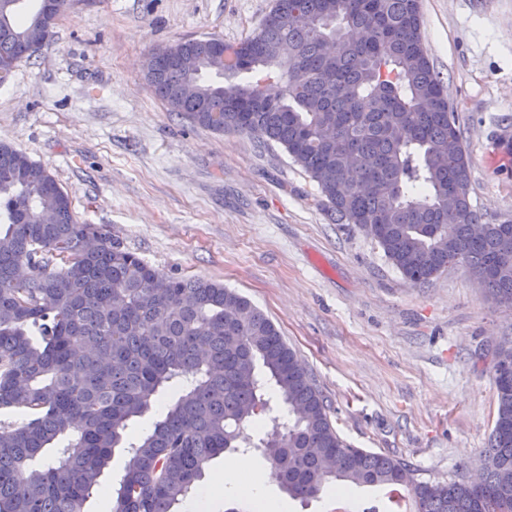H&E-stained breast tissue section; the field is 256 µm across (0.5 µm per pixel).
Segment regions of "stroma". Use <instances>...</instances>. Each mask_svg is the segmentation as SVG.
I'll list each match as a JSON object with an SVG mask.
<instances>
[{"label":"stroma","instance_id":"stroma-1","mask_svg":"<svg viewBox=\"0 0 512 512\" xmlns=\"http://www.w3.org/2000/svg\"><path fill=\"white\" fill-rule=\"evenodd\" d=\"M273 0H70L55 38L0 83V141L41 163L75 220L105 227L159 272L223 283L264 311L304 362L340 436L415 477L476 474L494 425V349L512 308L459 263L416 285L280 145L170 112L145 80L156 49L250 36ZM423 39L459 115L471 200L512 221V0H420ZM282 512H337L267 480Z\"/></svg>","mask_w":512,"mask_h":512}]
</instances>
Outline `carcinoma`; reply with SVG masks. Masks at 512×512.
I'll return each mask as SVG.
<instances>
[{"label": "carcinoma", "instance_id": "1", "mask_svg": "<svg viewBox=\"0 0 512 512\" xmlns=\"http://www.w3.org/2000/svg\"><path fill=\"white\" fill-rule=\"evenodd\" d=\"M25 0L0 10V64L49 44L52 18ZM145 78L169 110L215 132L281 145L339 224L367 231L414 284L466 263L512 307V222L470 225V166L457 112L422 40L419 0H274L225 66L210 38L152 53ZM228 74L244 75L226 85ZM491 377L497 410L480 489L403 482L401 459L341 438L314 379L275 324L224 284L164 275L101 227L79 224L40 163L0 142V512H85L114 449L125 453L112 512H179L205 469L251 444L245 424H288L254 447L293 498L338 481L404 487L416 512H512V378ZM153 428L131 423L165 388Z\"/></svg>", "mask_w": 512, "mask_h": 512}]
</instances>
